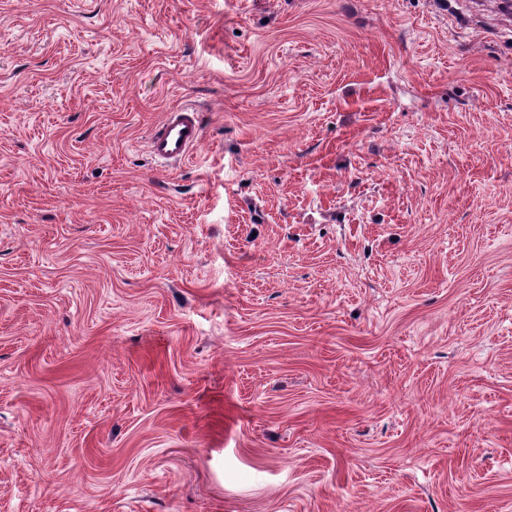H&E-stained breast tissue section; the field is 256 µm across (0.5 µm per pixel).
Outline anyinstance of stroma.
Listing matches in <instances>:
<instances>
[{
	"label": "stroma",
	"instance_id": "1",
	"mask_svg": "<svg viewBox=\"0 0 512 512\" xmlns=\"http://www.w3.org/2000/svg\"><path fill=\"white\" fill-rule=\"evenodd\" d=\"M0 512H512V18L0 0ZM199 110L190 105L167 112L149 135L148 148L154 157L180 163L190 157L202 140Z\"/></svg>",
	"mask_w": 512,
	"mask_h": 512
}]
</instances>
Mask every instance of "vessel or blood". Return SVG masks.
<instances>
[{"label": "vessel or blood", "instance_id": "obj_1", "mask_svg": "<svg viewBox=\"0 0 512 512\" xmlns=\"http://www.w3.org/2000/svg\"><path fill=\"white\" fill-rule=\"evenodd\" d=\"M202 140L198 109L190 105L174 108L152 130L148 148L154 157L178 163L190 157Z\"/></svg>", "mask_w": 512, "mask_h": 512}]
</instances>
